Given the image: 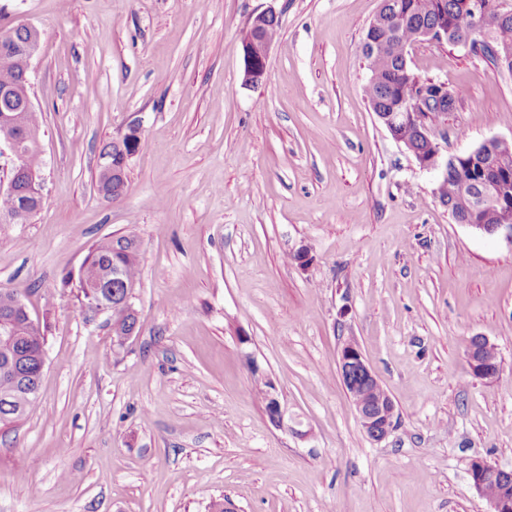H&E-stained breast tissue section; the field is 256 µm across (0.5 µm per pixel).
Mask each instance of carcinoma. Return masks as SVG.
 <instances>
[{
  "label": "carcinoma",
  "mask_w": 512,
  "mask_h": 512,
  "mask_svg": "<svg viewBox=\"0 0 512 512\" xmlns=\"http://www.w3.org/2000/svg\"><path fill=\"white\" fill-rule=\"evenodd\" d=\"M487 18L476 21L466 0H381L382 22L375 31H366L363 42L364 57L370 63V77L366 95L375 112H397L409 102L414 108L425 113L428 121L437 118V113L453 110L457 94L448 90V108H443L434 96L438 81L422 78L409 66V48L422 40L426 30L436 29L446 35L445 42L455 45L470 42L476 45L484 42L479 31L483 25L490 26V43L501 56H512V13L504 14L500 8L502 0H480ZM28 69V56L22 51L11 55L6 65H0V93L13 95L3 99V103L13 108L7 113L12 135L19 139L24 156L22 172L17 176V192L14 195L0 196V215L17 208H27L31 213L38 212L37 202L26 194L29 181L39 180L42 167V151L39 141L41 114L37 111L20 112L22 100L17 92ZM401 135L410 140L416 150L423 154L431 152L428 140L418 136L411 124L400 127ZM140 139L134 145L128 141L109 143L100 151L116 163L124 155L132 154L139 147ZM98 191L107 199L121 198L127 189V178L109 176L98 170ZM440 197L453 206L457 223L465 224L476 218L486 224H495L499 213L512 209V145L495 147L484 153L465 154L448 166V177L440 187ZM121 273V279L112 280V270ZM112 281V296L120 295L127 285L140 282L139 242L133 234L116 238H105L94 243L85 257L73 287L82 296L85 311L92 308L86 290L100 281ZM13 342L0 338V365L7 361L21 364L35 360L44 347V330L35 328L22 318H17ZM19 383L11 377L0 376V425H10L12 421L3 419V398L17 393Z\"/></svg>",
  "instance_id": "cac0c4a2"
}]
</instances>
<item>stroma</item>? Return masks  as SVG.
<instances>
[{
	"label": "stroma",
	"mask_w": 512,
	"mask_h": 512,
	"mask_svg": "<svg viewBox=\"0 0 512 512\" xmlns=\"http://www.w3.org/2000/svg\"><path fill=\"white\" fill-rule=\"evenodd\" d=\"M381 0H0L42 33L43 206L0 224V292L45 328L38 402L0 428V512H489L471 459L512 468V232L455 223L438 176L378 122L365 32ZM274 10L267 71L243 86L241 33ZM410 67L460 94L436 138L512 143V76L464 45ZM140 144L117 200L103 145ZM140 244L126 345L75 288L96 241ZM308 249L301 267L294 256ZM495 345L472 375L471 337ZM354 340L392 398L382 442L340 374ZM277 385L276 427L255 390ZM128 168V164L124 169V176H108L99 166L98 170V180L97 186L98 191L105 197L106 199L116 200L121 198L127 189V177L126 170ZM474 345L471 344V338L466 348L469 367L472 373L482 379L493 380L498 373V363L495 358L488 357L485 351L492 345L482 336H474ZM468 352V354H467Z\"/></svg>",
	"instance_id": "obj_1"
}]
</instances>
